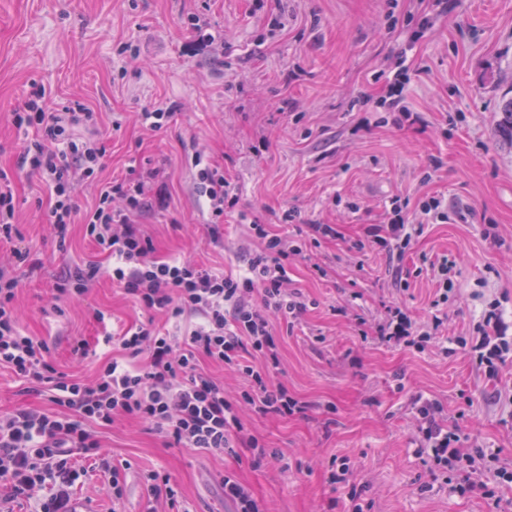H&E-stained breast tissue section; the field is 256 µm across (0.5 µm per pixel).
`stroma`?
<instances>
[{"label":"stroma","mask_w":512,"mask_h":512,"mask_svg":"<svg viewBox=\"0 0 512 512\" xmlns=\"http://www.w3.org/2000/svg\"><path fill=\"white\" fill-rule=\"evenodd\" d=\"M0 0V169L18 202L19 243L31 262L16 269L15 316L23 334L46 340L70 377L94 378L121 350L103 345L147 317L110 279L80 301L52 308L60 275L111 265L82 223L65 241L43 219L40 176L20 164L13 125L34 86L50 100L77 99L103 121L105 167L80 184L79 212L131 164L159 170L167 206L139 216L155 255L243 272L260 247L253 225L302 247L288 261V286L307 308L274 319L278 378L305 402L280 417L243 409L240 418L275 457L253 450L224 456L173 448L148 425L121 418L95 430L125 478L123 512H167L148 476H169L187 512H235L223 478L234 475L264 512H349L348 490L329 463L347 460L370 512H512V483L487 477V491L460 493L417 452V398L438 401L449 426L495 451L512 469V354L486 376L469 347L490 309L512 336V146L496 135L512 97V0ZM431 24L412 39L422 17ZM212 34L211 45L198 34ZM404 61L406 113L381 105ZM170 105L150 129L143 113ZM223 170L237 202L224 211V239L210 240L198 209L191 157ZM431 218L399 260L372 244L370 228L394 206ZM328 224L336 237L313 239ZM447 260L453 287L440 336L421 349L378 339L391 306L417 327L432 316V263ZM96 355L80 360L73 340ZM55 411L48 395L23 392L0 369V412ZM71 490L91 512H112V490L92 461Z\"/></svg>","instance_id":"stroma-1"}]
</instances>
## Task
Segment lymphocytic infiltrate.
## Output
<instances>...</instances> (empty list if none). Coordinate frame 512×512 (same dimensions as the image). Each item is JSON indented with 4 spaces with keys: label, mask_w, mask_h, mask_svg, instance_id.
<instances>
[{
    "label": "lymphocytic infiltrate",
    "mask_w": 512,
    "mask_h": 512,
    "mask_svg": "<svg viewBox=\"0 0 512 512\" xmlns=\"http://www.w3.org/2000/svg\"><path fill=\"white\" fill-rule=\"evenodd\" d=\"M99 123L98 113L83 103L52 107L41 87L30 92L23 111L14 115L15 127L31 135L22 162L39 174L49 190L46 220L58 236H65L74 221L78 185L101 169L105 154L101 140L80 139L74 129L80 125L94 129ZM192 163L198 193L218 219L210 227V236L220 241L224 227L219 219L235 197L223 171L203 155H194ZM158 178V170L153 169L101 189L84 221L87 234L109 253L112 263L107 267L88 264L57 283L52 294L56 302L78 299L94 283L108 278L148 313L145 321L105 337L125 352V360H111L93 380L83 381L58 372L46 358L47 342L22 334L17 325L14 301L19 282L9 268L28 263L31 253L13 242L18 235L16 204L9 175L0 170V240L12 245L6 258L0 259V368H10L26 391L48 394L59 407L53 414L30 408L0 414V488L6 490L8 500L31 499L49 485L53 492L41 503L40 512H72L70 490L83 474L74 460L78 449L111 474L112 497L122 499L120 472L102 456L96 436L85 429L88 421L111 423L131 417L149 424L179 448H202L221 455L247 447L263 458L268 450L244 427L237 416L238 405L282 417L306 409L274 378L280 351L270 319L274 313L284 320L293 318L306 308L302 293L288 286V259L301 255V247L257 224L253 231L262 247L248 259L240 277L189 259H156L151 239L134 217L164 207L163 194L154 188ZM116 198L122 199V207H113ZM159 315L177 323L191 316L195 322L178 333L160 328L155 322ZM484 324L481 339L471 351L477 364L493 376L504 356L512 352V336L500 331L496 312H488ZM248 350L255 353L254 361L244 359ZM204 358L246 378L247 388L239 401L228 400L223 383L203 370ZM415 428L421 452L442 472L466 477L467 488H474L475 475L491 462L496 465V478L512 482V470L499 465L495 452L467 446L449 429L437 401L421 400Z\"/></svg>",
    "instance_id": "1"
}]
</instances>
